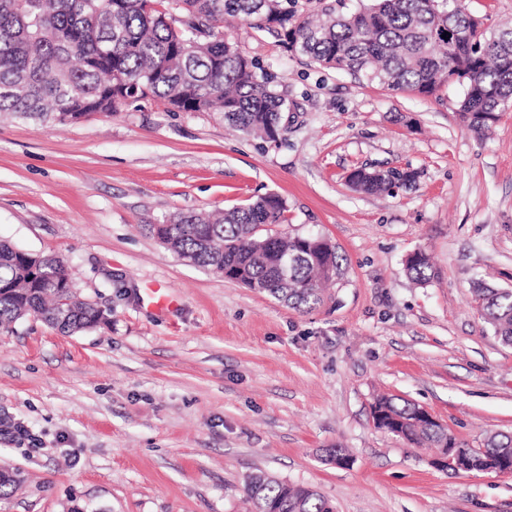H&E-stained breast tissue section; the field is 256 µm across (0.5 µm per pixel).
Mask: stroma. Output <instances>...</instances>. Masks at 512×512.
Masks as SVG:
<instances>
[{"instance_id": "1", "label": "stroma", "mask_w": 512, "mask_h": 512, "mask_svg": "<svg viewBox=\"0 0 512 512\" xmlns=\"http://www.w3.org/2000/svg\"><path fill=\"white\" fill-rule=\"evenodd\" d=\"M226 33L274 73L285 130L266 142L216 112L155 101L74 124L0 117V239L65 259L107 320L0 331V512H248L262 471L336 512H512V477L455 472L377 430L380 395L416 403L470 446L512 434V347L478 312L512 288V110L485 136L461 87L423 97L290 56L243 23ZM408 168L368 195L348 175ZM274 193L284 227L336 245L343 274L302 312L191 265L149 225ZM430 254L418 284L403 262ZM173 299L159 311L152 289ZM347 449L337 467L326 449Z\"/></svg>"}]
</instances>
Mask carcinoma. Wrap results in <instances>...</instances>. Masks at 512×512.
Segmentation results:
<instances>
[{
	"mask_svg": "<svg viewBox=\"0 0 512 512\" xmlns=\"http://www.w3.org/2000/svg\"><path fill=\"white\" fill-rule=\"evenodd\" d=\"M0 0V113L75 123L162 101L172 112H221L245 135L277 141L288 111L274 76L224 37V17L263 31L293 55L320 67L361 75L393 92L432 96L464 89L458 112L465 129L482 134L512 107V23L482 28L462 0ZM453 40L442 38L444 32ZM416 173L360 169L351 186L368 194L412 184ZM286 205L274 193L219 214L180 213L148 230L184 261L209 269L297 310L324 302L323 283L342 265L336 246L313 235L279 233ZM293 258L288 280L279 278ZM411 280L435 276L428 254L405 262ZM482 317L512 346V289L475 290ZM25 317L62 333L106 320L73 289L66 262L0 241V328ZM424 408L382 395L372 406L378 429L414 448H461L477 471L512 458V435L472 448L423 417ZM251 512H334L312 487L263 472L245 479Z\"/></svg>",
	"mask_w": 512,
	"mask_h": 512,
	"instance_id": "1",
	"label": "carcinoma"
}]
</instances>
